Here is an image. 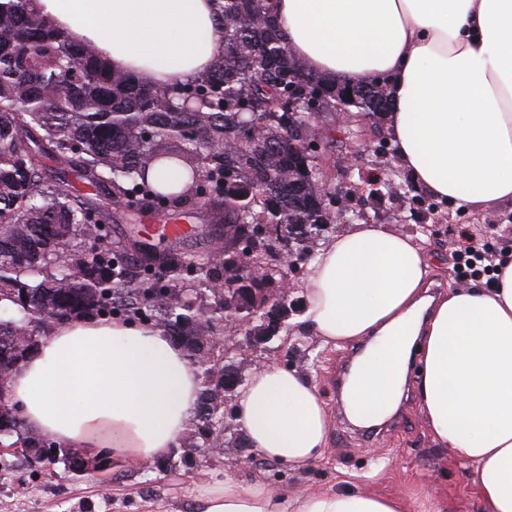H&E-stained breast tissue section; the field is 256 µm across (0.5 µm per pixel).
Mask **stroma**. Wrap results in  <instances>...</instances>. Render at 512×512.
<instances>
[{
    "instance_id": "1",
    "label": "stroma",
    "mask_w": 512,
    "mask_h": 512,
    "mask_svg": "<svg viewBox=\"0 0 512 512\" xmlns=\"http://www.w3.org/2000/svg\"><path fill=\"white\" fill-rule=\"evenodd\" d=\"M345 153L346 144L340 141L322 157L328 184L342 187L344 199L336 208L335 223L326 225L325 235L350 226L359 215L411 235L424 234L443 261L436 284L429 288L433 295L455 281L453 252L460 225H468L472 234L491 239L512 256V201L478 213L436 202L416 186L390 142L382 146L371 142L360 150L358 171L395 175L393 196L372 197L361 188L358 172L347 170ZM287 304L290 322L277 336L246 355L226 344L223 362L245 377L268 360L304 372L334 418L331 445L322 460L301 472L260 458L244 464L249 448L242 433L231 425L235 395L228 392L224 395V420L231 428L224 435V447L193 448V435L201 424L200 418H193L162 470L147 466L117 469L90 459L85 470L76 474L62 461L49 467L32 466L23 457L0 453V512H198V490L226 470L248 481H263L274 490L347 487L390 494L424 486L435 496L447 498L448 512H480L469 463L457 453L437 447L426 430L417 395V370H410L402 389L400 428L390 431L382 424H353L338 404L332 376L351 353L363 351V343L336 349L320 346L312 331L296 321L305 304L300 290L289 293Z\"/></svg>"
}]
</instances>
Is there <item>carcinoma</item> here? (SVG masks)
I'll return each instance as SVG.
<instances>
[{
	"instance_id": "obj_1",
	"label": "carcinoma",
	"mask_w": 512,
	"mask_h": 512,
	"mask_svg": "<svg viewBox=\"0 0 512 512\" xmlns=\"http://www.w3.org/2000/svg\"><path fill=\"white\" fill-rule=\"evenodd\" d=\"M218 33L224 54L193 82L145 87L115 73L87 46L72 42L34 8V0H0V303L19 316L0 319V370L38 347L33 322L45 309L60 319L98 314L156 320L179 336L194 362L208 363L198 444L224 446V368L212 362L224 347L204 340L224 321V303L204 310L181 297L195 283L224 282L228 263L253 261L289 247L297 257L333 220L336 198L323 193L320 166L306 172L305 153L336 142L316 130L320 114L352 94L347 139L381 136L360 122L388 108L384 84L354 92L306 70L277 33L269 0H224ZM305 108L288 111V102ZM51 158L62 174L45 173ZM164 161L184 181L161 187L148 179ZM97 190L76 194L64 172ZM369 195L393 184L359 174ZM206 210L224 225L212 242L211 267L186 262L173 246L135 258L100 248L106 225L137 213L188 217ZM95 211L102 222L84 223ZM253 224L281 234L256 238ZM43 443L16 417L3 435ZM43 464L76 453L50 446Z\"/></svg>"
}]
</instances>
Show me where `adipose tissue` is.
<instances>
[{
  "label": "adipose tissue",
  "mask_w": 512,
  "mask_h": 512,
  "mask_svg": "<svg viewBox=\"0 0 512 512\" xmlns=\"http://www.w3.org/2000/svg\"><path fill=\"white\" fill-rule=\"evenodd\" d=\"M291 52L339 86L386 83L397 156L437 200L484 211L512 200V0H274ZM36 11L112 69L148 87L204 76L223 54L216 0H35ZM426 237L359 223L322 242L299 287L322 345H369L343 392L370 426L396 408L419 357L424 424L470 462L481 512H512V261L491 288L420 292L439 264ZM202 378L161 329L78 318L56 323L12 374L27 435L136 468L172 448ZM234 421L257 456L302 471L324 457L332 417L316 386L271 360L251 372ZM202 512H446L411 496L308 488L277 493L224 474Z\"/></svg>",
  "instance_id": "obj_1"
}]
</instances>
